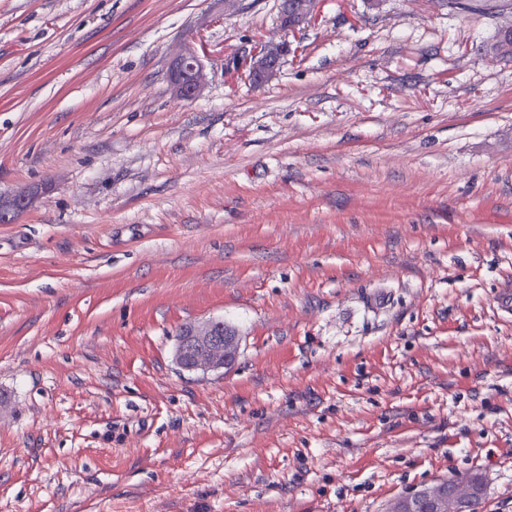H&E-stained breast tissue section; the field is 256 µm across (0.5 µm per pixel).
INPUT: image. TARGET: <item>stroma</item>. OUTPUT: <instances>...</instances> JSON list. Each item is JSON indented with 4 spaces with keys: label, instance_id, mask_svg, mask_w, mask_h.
Listing matches in <instances>:
<instances>
[{
    "label": "stroma",
    "instance_id": "stroma-1",
    "mask_svg": "<svg viewBox=\"0 0 512 512\" xmlns=\"http://www.w3.org/2000/svg\"><path fill=\"white\" fill-rule=\"evenodd\" d=\"M279 3L0 0V512H512L506 17ZM207 320L239 355L184 370ZM284 10L281 12V23L285 27H293L314 16L318 0H284ZM284 55V47L259 44L255 47L248 78L256 86L271 79L278 72ZM205 79L203 64L194 49H188L172 64L171 83L179 102L194 101ZM32 196L27 193H19L11 200L0 201V223H10L15 216L27 210L32 205ZM222 323L217 320L184 327L176 349L177 362L183 369L207 373L232 363L238 353L239 338ZM453 496L452 481L442 485L436 483L427 486L412 495L404 496L392 502L387 512H437L446 498Z\"/></svg>",
    "mask_w": 512,
    "mask_h": 512
}]
</instances>
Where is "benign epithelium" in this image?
<instances>
[{
    "label": "benign epithelium",
    "mask_w": 512,
    "mask_h": 512,
    "mask_svg": "<svg viewBox=\"0 0 512 512\" xmlns=\"http://www.w3.org/2000/svg\"><path fill=\"white\" fill-rule=\"evenodd\" d=\"M317 0H286L281 12L285 27L296 26L314 16ZM496 55L512 59V24L501 30V37L493 47ZM284 47L260 44L255 47L248 78L256 86L271 79L278 72ZM205 79L203 64L198 53L188 49L172 64L171 83L179 102L194 101ZM32 205V196L19 193L11 200L0 201V223H10L15 216ZM239 349V338L222 326V321L190 324L176 349L179 365L187 371L207 373L232 363ZM453 496V485L436 483L412 495L404 496L389 505L387 512H439L443 500Z\"/></svg>",
    "instance_id": "obj_1"
}]
</instances>
